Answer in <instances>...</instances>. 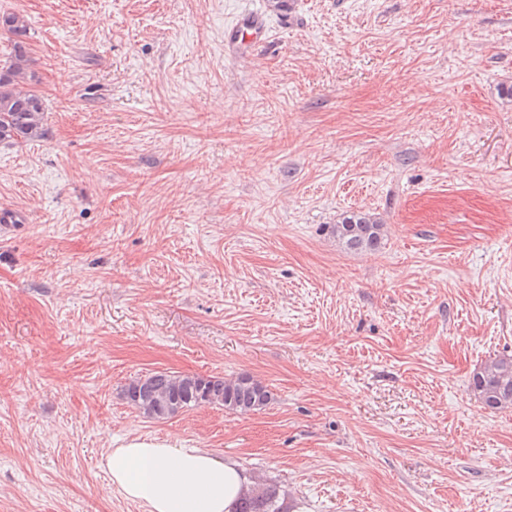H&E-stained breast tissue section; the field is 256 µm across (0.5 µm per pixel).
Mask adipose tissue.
Instances as JSON below:
<instances>
[{
    "label": "adipose tissue",
    "instance_id": "obj_1",
    "mask_svg": "<svg viewBox=\"0 0 512 512\" xmlns=\"http://www.w3.org/2000/svg\"><path fill=\"white\" fill-rule=\"evenodd\" d=\"M105 466L112 484L149 512H232L249 482L235 462L169 437L126 439Z\"/></svg>",
    "mask_w": 512,
    "mask_h": 512
}]
</instances>
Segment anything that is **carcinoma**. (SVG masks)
<instances>
[{
    "instance_id": "carcinoma-1",
    "label": "carcinoma",
    "mask_w": 512,
    "mask_h": 512,
    "mask_svg": "<svg viewBox=\"0 0 512 512\" xmlns=\"http://www.w3.org/2000/svg\"><path fill=\"white\" fill-rule=\"evenodd\" d=\"M0 30L11 36L8 63L0 67V143L16 144L41 136L45 112L42 96L30 86L27 37L29 24L17 13L0 14ZM341 245L351 251L378 249L384 239V225L371 215L345 213L332 227ZM157 371L129 382L123 396L145 417H171L170 402L177 401L182 411L203 405L222 406L239 414L262 409L272 400L261 381L240 375L229 380ZM471 391L490 409L512 406V356H495L473 374ZM235 512H282L280 490L274 483H260L239 498Z\"/></svg>"
}]
</instances>
